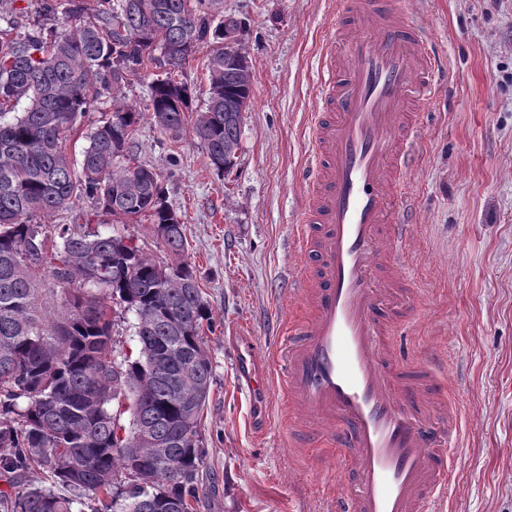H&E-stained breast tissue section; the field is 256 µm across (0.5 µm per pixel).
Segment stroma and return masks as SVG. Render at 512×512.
I'll return each instance as SVG.
<instances>
[{
  "label": "stroma",
  "mask_w": 512,
  "mask_h": 512,
  "mask_svg": "<svg viewBox=\"0 0 512 512\" xmlns=\"http://www.w3.org/2000/svg\"><path fill=\"white\" fill-rule=\"evenodd\" d=\"M245 21L252 96L237 164L218 174L191 130L178 140L140 121L132 153L163 176L185 227V258L214 317L206 335L213 383L201 420L202 491L193 512H330V492L356 474L336 448L290 444L272 390L263 431L231 342L274 344L294 305L293 238L303 203L298 169L319 104L316 59L336 0H223ZM444 62L403 176L414 219L387 262L405 280L384 293L404 304L392 336L401 365L443 369L428 407L440 442L449 404L462 412L458 468L445 512H512V0H402Z\"/></svg>",
  "instance_id": "obj_1"
}]
</instances>
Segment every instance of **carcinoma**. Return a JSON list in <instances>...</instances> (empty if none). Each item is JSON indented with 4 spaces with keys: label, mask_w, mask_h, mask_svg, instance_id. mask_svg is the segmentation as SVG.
Segmentation results:
<instances>
[{
    "label": "carcinoma",
    "mask_w": 512,
    "mask_h": 512,
    "mask_svg": "<svg viewBox=\"0 0 512 512\" xmlns=\"http://www.w3.org/2000/svg\"><path fill=\"white\" fill-rule=\"evenodd\" d=\"M209 3L98 0L89 13L83 0H67L59 18L58 0H36L23 36L0 14V476L11 487L0 491L3 512H82L83 499L100 496L112 512H192L213 382L202 332L213 313L184 260L183 224L160 176L131 162L143 113L106 114L79 160L67 142L123 73L148 70L166 46L179 54L149 82V110L160 133L178 137L192 107L177 77L204 50L208 99L192 134L213 170L232 168L237 155L224 147L241 144L243 115L224 105L250 98L252 83L242 64L224 63V27L206 20ZM82 198L95 201V221L35 222ZM122 215L148 218L179 262L162 267L112 229ZM114 301L135 314V356L112 355ZM141 425L154 443L136 436ZM35 467L46 482L28 483Z\"/></svg>",
    "instance_id": "1"
}]
</instances>
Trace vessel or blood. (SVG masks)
Here are the masks:
<instances>
[{"label":"vessel or blood","instance_id":"obj_1","mask_svg":"<svg viewBox=\"0 0 512 512\" xmlns=\"http://www.w3.org/2000/svg\"><path fill=\"white\" fill-rule=\"evenodd\" d=\"M321 104L310 120L314 164L301 174L298 273L288 295L310 309L255 372L258 351H238L249 390L278 384L290 411L317 426L311 440L346 449L357 474L333 512H443L451 469L420 417L429 399L395 369L375 288L379 257L407 227L393 213L423 116L441 86L440 60L400 0H336V24L317 60Z\"/></svg>","mask_w":512,"mask_h":512}]
</instances>
